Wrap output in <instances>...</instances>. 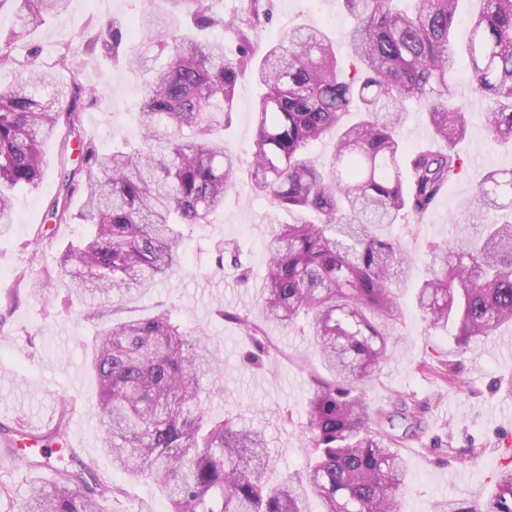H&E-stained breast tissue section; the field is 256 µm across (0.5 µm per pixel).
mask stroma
I'll return each mask as SVG.
<instances>
[{
	"label": "stroma",
	"mask_w": 512,
	"mask_h": 512,
	"mask_svg": "<svg viewBox=\"0 0 512 512\" xmlns=\"http://www.w3.org/2000/svg\"><path fill=\"white\" fill-rule=\"evenodd\" d=\"M261 3L271 21L251 35L256 56H263L289 26L301 25L323 28L338 57H347L352 20L339 0ZM142 7V0H101L92 10L86 0H70L67 11L47 20L33 41L46 61L59 43L81 47L92 15L129 20ZM74 80L93 91L84 109L86 137L94 138L103 151L138 144L140 78L122 62L101 59L76 75L61 72L58 88L44 90L45 101L56 100L59 87ZM455 81L469 91L461 102L468 131L456 146L464 173L449 183L421 222H400L383 230L416 256L412 271L399 279L395 290L400 313L392 335L398 349L365 386L372 409L391 411L403 401L421 422L417 436L399 446L405 462L399 512H447L452 500L466 506L486 502L512 442V326L484 338L476 351L460 352L452 334L430 327L414 305V293L428 272L429 250L448 240L469 208L481 174L512 168V150L489 138L487 102L471 90L465 61H458ZM258 93L252 74L244 73L224 131L226 147L241 156L243 165L223 210L210 224L185 234L180 270L123 303L117 315L144 318L167 309L186 329L218 346L224 357L223 379L211 391L207 411L264 430L275 463L271 477L277 480L306 467L305 401L313 378L327 377L328 372L306 327L285 328L263 315L261 285L272 210L266 198L252 191L248 166ZM43 153L48 166L39 187L15 192L7 221L0 223V299L15 291L18 275L31 281L44 269H56L61 251L83 232L82 225L61 224L41 235L59 188L60 158H77L76 153H63L57 136L44 141ZM221 248L236 252L238 265L217 269L215 254ZM220 308L246 315L258 335H245L238 325L219 320L215 312ZM96 328V320L70 303L61 289L44 297L21 294L10 313L0 312V425L20 419L48 432L62 427L65 439L90 451L99 475L121 487V495L106 502V512H167L156 483L114 473L95 431L84 427L97 391L86 365Z\"/></svg>",
	"instance_id": "35a3bbf8"
}]
</instances>
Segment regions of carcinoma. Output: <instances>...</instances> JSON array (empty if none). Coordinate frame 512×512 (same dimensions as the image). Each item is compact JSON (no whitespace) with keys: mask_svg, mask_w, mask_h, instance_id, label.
I'll return each mask as SVG.
<instances>
[{"mask_svg":"<svg viewBox=\"0 0 512 512\" xmlns=\"http://www.w3.org/2000/svg\"><path fill=\"white\" fill-rule=\"evenodd\" d=\"M68 0H0L12 19L0 27V220L12 192L34 190L45 170L42 144L60 125L79 141L82 163L64 169L55 224H81L82 238L44 271L38 291L56 282L103 327L89 368L98 382L92 407L112 471L158 483L168 512H398L404 463L394 450L403 427L420 423L406 404L376 412L361 389L392 353L389 328L399 313L392 280L409 273L410 250L379 233L402 218L418 222L462 167L453 151L410 154L398 137L404 102L422 104L433 135L453 144L466 136L451 79V44L460 0H341L354 18L347 46L352 68L318 28L291 27L260 60L248 47L224 52L181 27L224 26L204 0H167L137 18L146 44L166 56L161 68L145 53L123 50V27L110 17L88 23L82 49L60 45L50 66L36 62L29 37ZM265 13L254 7L232 20L246 41ZM120 56L145 76L138 130L141 146L98 150L81 136L88 90L73 81L54 106L40 90L53 69L75 74L97 57ZM466 57L470 83L485 96L487 131L512 147V0H478ZM252 70L263 88L254 103L250 167L254 191L294 216L276 224L267 242L263 312L289 327L303 322L329 380L314 379L306 404L310 463L271 481L265 434L207 415L202 380L220 381L217 347L194 336L167 312L114 321L116 305L138 288L183 265L177 227L209 223L224 208L242 159L224 147V123L239 76ZM190 128L193 138L180 137ZM334 136L330 159L315 165L309 149ZM80 205L71 209L74 198ZM414 303L434 327H454L457 348L472 351L512 323V170L491 169L475 188L468 219L430 252L427 278ZM121 490L67 469L54 485H0L9 512H104L101 501ZM448 512H512V460L495 492L479 506L448 504Z\"/></svg>","mask_w":512,"mask_h":512,"instance_id":"1","label":"carcinoma"}]
</instances>
